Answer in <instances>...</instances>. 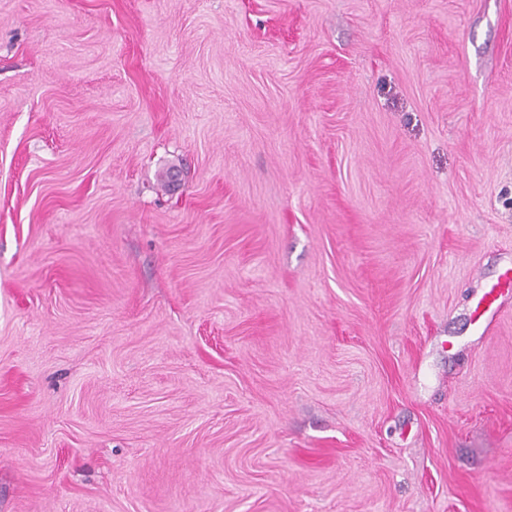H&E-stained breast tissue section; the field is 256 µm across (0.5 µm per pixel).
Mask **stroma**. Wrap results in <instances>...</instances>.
Instances as JSON below:
<instances>
[{
  "instance_id": "stroma-1",
  "label": "stroma",
  "mask_w": 512,
  "mask_h": 512,
  "mask_svg": "<svg viewBox=\"0 0 512 512\" xmlns=\"http://www.w3.org/2000/svg\"><path fill=\"white\" fill-rule=\"evenodd\" d=\"M508 267L512 0H0V512H512Z\"/></svg>"
}]
</instances>
